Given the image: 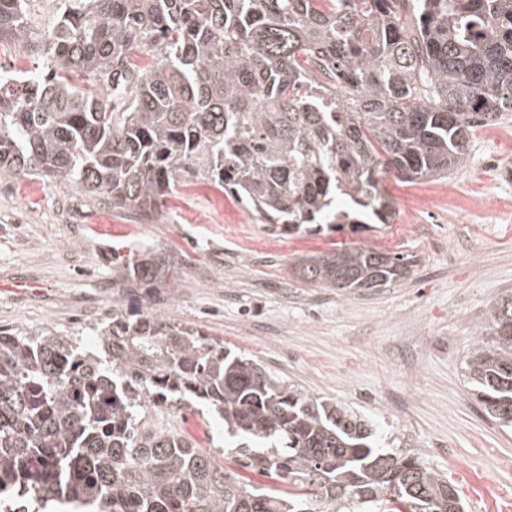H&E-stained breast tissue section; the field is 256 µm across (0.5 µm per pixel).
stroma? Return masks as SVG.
Returning a JSON list of instances; mask_svg holds the SVG:
<instances>
[{
  "instance_id": "35a3bbf8",
  "label": "stroma",
  "mask_w": 512,
  "mask_h": 512,
  "mask_svg": "<svg viewBox=\"0 0 512 512\" xmlns=\"http://www.w3.org/2000/svg\"><path fill=\"white\" fill-rule=\"evenodd\" d=\"M382 185L389 223L288 233L200 176L179 180L149 219L40 179L0 181V328L95 349L123 256L151 250L173 271L150 311L394 433L458 483L466 512H512V430L484 412L465 374L489 306L512 295V115L474 127L448 177L388 173ZM357 245L407 256L405 277L360 291L302 279L303 257ZM171 423L223 462L216 413Z\"/></svg>"
}]
</instances>
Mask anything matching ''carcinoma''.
Listing matches in <instances>:
<instances>
[{
  "label": "carcinoma",
  "instance_id": "carcinoma-1",
  "mask_svg": "<svg viewBox=\"0 0 512 512\" xmlns=\"http://www.w3.org/2000/svg\"><path fill=\"white\" fill-rule=\"evenodd\" d=\"M28 2L0 0V43L46 58L36 74L0 67V180L77 187L114 209L151 215L178 177L203 175L291 230L386 224L384 174L445 177L472 128L512 112V0H63L40 34ZM164 265L127 256L121 287L162 285ZM300 272L386 288L406 263L357 246ZM487 326L467 375L509 427L512 296ZM93 334L100 355L49 329L0 328V499L38 489L107 512H464L448 478L374 422L200 328L118 298ZM197 402L224 418L226 454L272 484L238 478L155 418Z\"/></svg>",
  "mask_w": 512,
  "mask_h": 512
}]
</instances>
